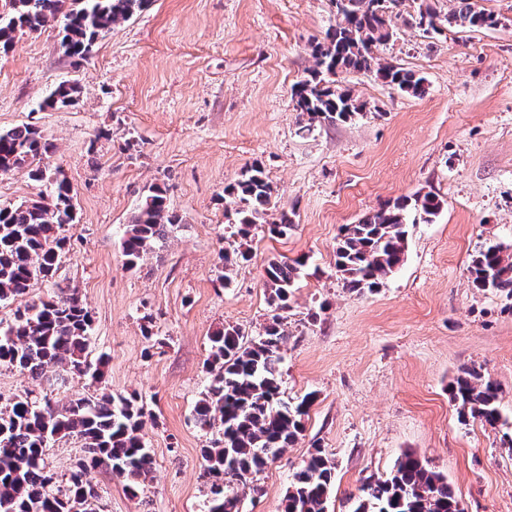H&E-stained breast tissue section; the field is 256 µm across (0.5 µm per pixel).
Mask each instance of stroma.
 <instances>
[{
    "label": "stroma",
    "instance_id": "obj_1",
    "mask_svg": "<svg viewBox=\"0 0 512 512\" xmlns=\"http://www.w3.org/2000/svg\"><path fill=\"white\" fill-rule=\"evenodd\" d=\"M477 4L501 25L430 38L405 23L416 4L403 0L374 55L424 78L425 94L373 71L339 74L336 89L363 113L310 132L293 89L336 23L331 0H151L86 57L65 54L56 19L0 54V130L42 131L53 145L43 164L69 182L78 217L55 283L0 303V320L48 293H77L93 315L90 355L108 359L107 391L137 395L151 415L143 493L98 469L101 512H206L201 450L216 434L194 407L213 377L209 338L228 324L257 338L273 314L264 282L274 256L307 260L284 313L282 390L315 401L297 442L240 488L241 512H281L317 446L336 462L328 512H350L358 487L387 477L405 450L447 476L465 512H512V448L501 441L512 434V305L467 271L484 243L512 245V0ZM63 82L79 86L78 103L41 108ZM255 163L273 189L268 222L285 210L294 226L282 237L253 226L227 285L224 187ZM154 184L183 222L129 271L120 241ZM427 192L442 209L408 225L402 265L373 293L344 288L341 227ZM464 367L498 384L503 427L459 421L449 385ZM56 376L0 367V397L31 390L62 404L95 391Z\"/></svg>",
    "mask_w": 512,
    "mask_h": 512
}]
</instances>
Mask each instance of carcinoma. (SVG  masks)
<instances>
[{"label": "carcinoma", "mask_w": 512, "mask_h": 512, "mask_svg": "<svg viewBox=\"0 0 512 512\" xmlns=\"http://www.w3.org/2000/svg\"><path fill=\"white\" fill-rule=\"evenodd\" d=\"M0 12V52L8 51L16 35L37 31L61 18L62 47L71 57H85L112 26L143 11L150 0H6ZM336 25L314 47L315 68L296 84L293 97L306 117L304 129L345 122L360 114L351 96L325 85L344 71H369L402 92L421 95L424 80L393 65L376 64L373 47L393 35L392 16L400 0H334ZM441 18L434 8L418 7L413 23L427 35H440L446 26L479 30L499 26L501 20L475 0H455ZM78 99L74 84L59 85L39 107L66 108ZM52 144L32 125L0 132V175L31 169L49 191L19 204L0 206V302L28 294L55 276L67 238L61 231L75 223L70 185L51 178L40 167ZM235 205L237 222L225 238L224 283L232 279L238 259L245 258L233 238L246 237L265 220L272 187L264 170L254 164L224 187ZM442 200L426 193L387 203L356 224L343 227L335 250L336 275L344 287L364 294L373 291L403 263L406 226L411 215L433 221ZM181 224L167 205L165 190L152 185L127 226L121 242L125 269H136L155 245ZM512 247L489 243L471 259L468 273L475 288L494 291L512 301ZM303 262L269 260L265 274L269 304L286 310ZM91 311L78 296H49L16 310L14 319L0 322V366L15 368L31 378H43L58 367V380L100 382L104 359L88 358ZM287 332L275 314L250 344L241 329L228 324L210 338L208 357L215 371L196 407L203 430L218 429V438L202 449L208 479L207 512H240L238 488L263 472L304 432V419L314 402L306 395L293 406L281 398V344ZM451 400L462 422L478 420L491 427L501 420L497 385L474 367H466L449 385ZM150 414L135 395L78 394L64 404L39 400L26 391L0 401V512H98L99 494L93 473L107 467L136 497L154 468L143 429ZM64 438L82 442L84 456L70 472L66 488L58 485L45 455L50 444ZM336 463L325 449L315 447L293 474L282 512H327ZM460 501L448 478L429 469L413 451L398 455L390 474L362 484L351 512H457Z\"/></svg>", "instance_id": "carcinoma-1"}]
</instances>
